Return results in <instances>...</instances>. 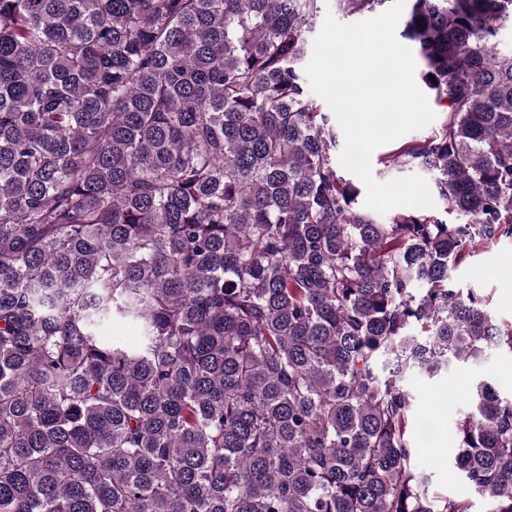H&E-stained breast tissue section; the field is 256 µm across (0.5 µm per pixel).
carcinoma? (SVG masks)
Masks as SVG:
<instances>
[{
    "instance_id": "1",
    "label": "carcinoma",
    "mask_w": 512,
    "mask_h": 512,
    "mask_svg": "<svg viewBox=\"0 0 512 512\" xmlns=\"http://www.w3.org/2000/svg\"><path fill=\"white\" fill-rule=\"evenodd\" d=\"M406 2L443 119L380 164L442 211L383 218L301 71L320 0H0V512H469L414 463L404 379L512 356L452 279L512 237V0ZM503 387L457 421L489 512ZM309 88H310V85H309ZM310 92L312 94V97L313 99L316 101V103L319 105V107L324 111V112H327L329 114V116L331 117V120H332V123L334 124V126L336 127V132H337V135H338V140H339V148L336 150V165L346 173V176L348 178H350L359 188H360V195L358 197V204L359 206H361L362 208L364 209H367V210H371L369 209L366 205H365V199H366V188H365V185L364 183L356 176L354 175L353 173L347 171L346 169H344L341 164H340V161H339V158H340V154L344 148V135H343V132H342V129L336 119V116L335 114L333 113V111L331 110V108L329 107V105L327 104V102L321 98L320 96H318L317 94H315L311 88H310Z\"/></svg>"
}]
</instances>
